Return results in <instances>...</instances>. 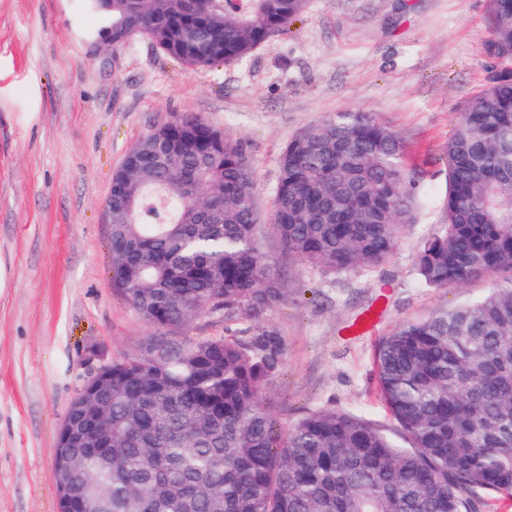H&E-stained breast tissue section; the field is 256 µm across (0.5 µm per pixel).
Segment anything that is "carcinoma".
<instances>
[{"mask_svg": "<svg viewBox=\"0 0 512 512\" xmlns=\"http://www.w3.org/2000/svg\"><path fill=\"white\" fill-rule=\"evenodd\" d=\"M112 46L144 36L188 68L231 63L305 0H84ZM495 59L446 149L448 224L415 257L426 288L487 294L398 324L377 348L380 396L411 442L334 408L279 427L267 392L286 355L260 323L284 295L261 249L240 144L187 113L139 139L112 178V288L153 327L112 359V447L82 459L95 512H476L512 494V0H490ZM417 209L399 138L338 112L279 158L269 228L291 262L369 270ZM222 336H186L203 318Z\"/></svg>", "mask_w": 512, "mask_h": 512, "instance_id": "carcinoma-1", "label": "carcinoma"}]
</instances>
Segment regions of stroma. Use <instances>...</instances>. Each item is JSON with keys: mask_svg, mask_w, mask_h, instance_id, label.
I'll return each mask as SVG.
<instances>
[{"mask_svg": "<svg viewBox=\"0 0 512 512\" xmlns=\"http://www.w3.org/2000/svg\"><path fill=\"white\" fill-rule=\"evenodd\" d=\"M99 26L82 0H0V512H58L57 434L93 351L123 356L152 331L111 288L104 204L134 143L186 112L242 143L264 225L297 134L359 111L402 142L418 205L398 250L368 271L286 264L288 296L265 315L287 348L270 386L281 425L333 407L394 432L381 338L493 286L424 288L414 268L447 222L448 140L494 64L489 0H305L249 56L194 70L143 37L103 45ZM379 299L375 333L345 338Z\"/></svg>", "mask_w": 512, "mask_h": 512, "instance_id": "stroma-1", "label": "stroma"}]
</instances>
